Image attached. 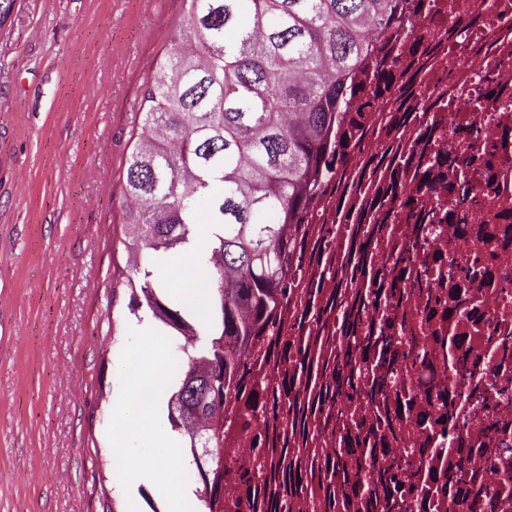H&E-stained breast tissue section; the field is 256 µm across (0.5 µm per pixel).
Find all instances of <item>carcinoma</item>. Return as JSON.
<instances>
[{
    "label": "carcinoma",
    "instance_id": "cac0c4a2",
    "mask_svg": "<svg viewBox=\"0 0 512 512\" xmlns=\"http://www.w3.org/2000/svg\"><path fill=\"white\" fill-rule=\"evenodd\" d=\"M184 26L146 74L121 193L126 255L109 287L124 316L148 318L176 343L166 373L167 422L197 484L189 512H414L438 490L422 483L414 449L401 444L415 402L405 374L426 363L417 334L438 301L425 262H412L433 215L411 211L414 239L393 237V268L368 265L358 238L383 236L367 219L364 181L351 162L375 129L428 110L396 96L432 68L426 45L445 46L423 21L422 0H181ZM353 192L338 207L349 225L354 272L329 256L298 276L304 246L336 225L311 228L333 181ZM191 258L204 271L197 295L168 291L161 264ZM415 319L392 317L407 289ZM507 335L489 336L501 362ZM363 395L361 416L346 403ZM428 425L456 416L448 386ZM252 448L246 460L241 448ZM222 453L223 495L200 478L195 449Z\"/></svg>",
    "mask_w": 512,
    "mask_h": 512
}]
</instances>
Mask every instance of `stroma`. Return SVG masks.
I'll list each match as a JSON object with an SVG mask.
<instances>
[{"mask_svg":"<svg viewBox=\"0 0 512 512\" xmlns=\"http://www.w3.org/2000/svg\"><path fill=\"white\" fill-rule=\"evenodd\" d=\"M182 23L180 0H12L0 20V512H171L194 497L182 455L118 430L134 354L177 356L106 286L124 263L129 108ZM153 457L175 483L143 476Z\"/></svg>","mask_w":512,"mask_h":512,"instance_id":"obj_1","label":"stroma"}]
</instances>
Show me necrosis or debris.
<instances>
[{
  "label": "necrosis or debris",
  "instance_id": "obj_1",
  "mask_svg": "<svg viewBox=\"0 0 512 512\" xmlns=\"http://www.w3.org/2000/svg\"><path fill=\"white\" fill-rule=\"evenodd\" d=\"M422 14L447 50L435 56L425 89L433 108L411 114L403 140L426 146L430 158L416 180L399 179L395 198H382L376 208L380 215L397 212L390 226L408 238L414 224L405 212L435 218L436 230L415 258L428 261L442 301L422 342L430 365L415 368L410 379L424 391L461 373L474 386L496 384L502 394L488 411L469 392H456L460 429L445 436L423 430L430 406L419 402L405 443L421 450L433 475L461 460L497 488L512 473V435L489 441L485 434L495 421L512 428V370L499 369L486 338L500 323L512 326V49H502L512 45V0H423ZM472 264L476 274L461 276L460 267ZM443 335L479 356L478 368L443 362Z\"/></svg>",
  "mask_w": 512,
  "mask_h": 512
}]
</instances>
